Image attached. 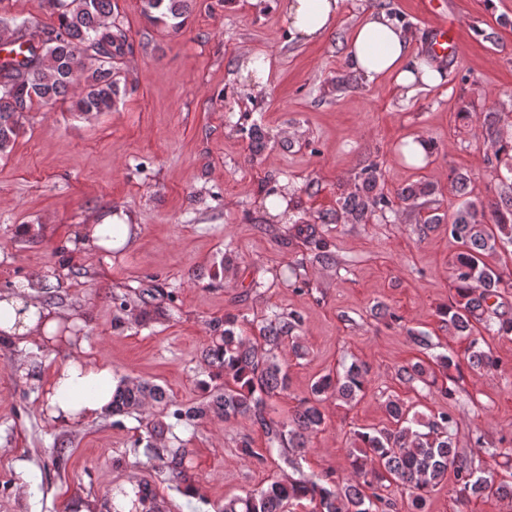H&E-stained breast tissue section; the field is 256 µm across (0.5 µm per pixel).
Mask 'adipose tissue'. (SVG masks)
Here are the masks:
<instances>
[{"mask_svg": "<svg viewBox=\"0 0 512 512\" xmlns=\"http://www.w3.org/2000/svg\"><path fill=\"white\" fill-rule=\"evenodd\" d=\"M289 31L300 40L321 39L332 29L340 0H277ZM413 37L385 13L367 14L355 27L346 48L349 68L368 81L391 78L400 95L442 82L444 72L412 49ZM62 311L42 305L30 289L0 296V338L23 345L54 344L65 322ZM118 380L109 363L73 356L50 373L46 412L52 419L71 422L94 419L112 407Z\"/></svg>", "mask_w": 512, "mask_h": 512, "instance_id": "obj_1", "label": "adipose tissue"}]
</instances>
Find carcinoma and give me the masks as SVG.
<instances>
[{
  "mask_svg": "<svg viewBox=\"0 0 512 512\" xmlns=\"http://www.w3.org/2000/svg\"><path fill=\"white\" fill-rule=\"evenodd\" d=\"M141 12L152 23L178 31L186 23L191 0H141ZM54 24L40 30L0 5V34L13 46L17 59L0 65V156L9 153L26 112L52 106L72 98L76 86L82 92L75 102L83 115L110 112L127 94L114 64L131 48L128 30L114 16V0H47ZM512 120L501 112L488 113L481 135L494 147L495 168H503L504 188L494 201L469 199L468 176L456 173L451 188L461 202L450 221L448 236L460 245L452 278L454 295L440 310L448 331L469 340L466 363L473 370H491L499 358L483 348L477 335L512 336V313L489 315L498 304L501 289L512 288V271L506 273L486 262V257L512 247ZM381 173L372 163L361 170V186L339 200L340 209L356 224L369 223L372 216L392 210L394 200L374 192ZM509 252V251H507ZM512 257V251L509 252ZM302 326L295 313H273L264 318L258 332L264 346L250 341L237 316L224 315V334L213 338L203 352L204 361L214 368L213 391L202 400L182 405L169 398L157 385L145 382L118 385L112 395V412L128 413L146 402L161 406L173 419L146 430L138 439L158 467L187 480L185 448L161 446L164 433L178 426L194 427L212 414L224 419H250L266 437V454L253 449L244 438L241 453L265 462V455L282 453L291 466L308 451L309 439L326 423L323 403L328 400L352 404L364 393L368 369L352 362L336 375L326 374L310 386L285 420L267 415L268 401L288 389V373L276 350L288 343L292 352L304 354ZM427 369L420 362L401 367L399 376L408 381L423 380ZM389 425L353 432L349 451V473L339 480L329 472L318 478L276 479L243 495L224 498L221 512H288L291 506L309 503V512H391L395 504L385 495L388 486L403 487L408 493V512H426L434 489L453 480L457 498L464 503L485 494L512 498V476L505 479L463 455L455 445L454 417L440 408L424 415L400 399L385 404Z\"/></svg>",
  "mask_w": 512,
  "mask_h": 512,
  "instance_id": "carcinoma-1",
  "label": "carcinoma"
}]
</instances>
